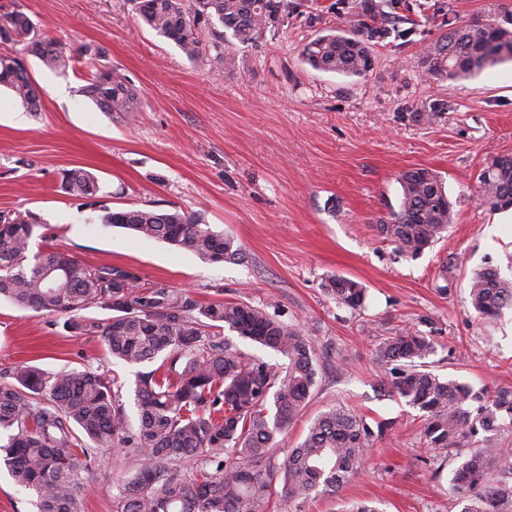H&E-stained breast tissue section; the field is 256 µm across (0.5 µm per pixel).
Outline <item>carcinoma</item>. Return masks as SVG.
I'll use <instances>...</instances> for the list:
<instances>
[{"instance_id": "carcinoma-1", "label": "carcinoma", "mask_w": 512, "mask_h": 512, "mask_svg": "<svg viewBox=\"0 0 512 512\" xmlns=\"http://www.w3.org/2000/svg\"><path fill=\"white\" fill-rule=\"evenodd\" d=\"M401 0L385 11L372 0L358 5L370 15L356 33L331 30L305 44L316 70L362 76L372 69L371 44L396 31ZM288 8L284 0H138L142 25L174 42L190 61L215 50L224 63V31L242 45L258 42ZM0 43L24 54H0V86L32 112L41 97L25 55L65 72L74 59L45 36L16 5L0 13ZM512 61V32L489 16L454 28L428 48V73L463 79ZM79 93L104 112H138L141 98L118 68L94 67ZM399 209L376 230L411 258L443 238L453 222L452 204L438 172L419 168L398 177ZM78 199L97 197V178L71 169L62 179ZM480 202L512 207V160L495 161L479 176ZM103 224L128 229L195 253L210 262L238 259L235 238L176 207L101 209ZM37 217L0 212V298L21 309L65 317L76 336H98L116 362L139 365L162 359L134 381L137 419L123 402L126 381L92 369L46 373L18 364L0 373V463L34 500L38 512H79L92 454L113 448L136 458L115 485L112 512H264L272 485L282 483L289 502L334 495L358 473L387 425H371L343 405L320 413L308 433L279 462V437L307 404L316 383L315 347L304 330L246 301L201 304L186 290L142 281L129 270L94 267L52 248L30 253ZM470 301L493 319L512 306V281L488 266L473 273ZM337 304L357 310L365 288L346 277L328 278ZM100 308L105 319L86 312ZM282 358L271 364L245 357L224 329ZM434 337L405 330L375 343V357L389 370L392 392L424 417L421 442L431 457H463L451 490L461 512H512V389L475 391L428 368Z\"/></svg>"}]
</instances>
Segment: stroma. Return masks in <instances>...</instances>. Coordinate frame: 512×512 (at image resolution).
I'll return each instance as SVG.
<instances>
[{"mask_svg": "<svg viewBox=\"0 0 512 512\" xmlns=\"http://www.w3.org/2000/svg\"><path fill=\"white\" fill-rule=\"evenodd\" d=\"M25 13L69 53L102 48L138 90L140 111H101L78 88L89 72L67 73L29 58L42 93L30 112L0 89V211L29 210L41 225L31 248L54 247L92 266L135 271L189 291L201 303L249 301L301 324L315 346L309 403L277 450L285 458L311 420L342 403L369 422H392L360 475L302 512H337L340 503L375 502L379 512H460L450 493L457 460L428 458L418 409L392 397L374 359L377 338L414 328L437 346L428 365L442 376L495 389L512 386V307L485 320L472 309L475 271L512 278V209L478 200V177L495 157L512 155V62L465 80L436 79L426 48L461 23L495 16L512 30V0H409L417 25L408 41L374 45L365 76L313 69L304 45L331 28L353 30L352 0H288V11L257 45L224 40L188 60L172 41L140 26L130 0H19ZM429 121L415 120V113ZM438 172L453 203L444 238L415 258L399 256L375 229L398 209L399 174ZM82 168L103 205L180 208L235 237L236 261L212 263L161 241L107 226L97 209L62 187ZM366 289L362 308L336 304L328 277ZM26 362L48 373L109 370L96 336L75 337L56 314L0 302V371ZM134 381L136 369L117 366ZM134 459L98 453L80 512H112V492Z\"/></svg>", "mask_w": 512, "mask_h": 512, "instance_id": "35a3bbf8", "label": "stroma"}]
</instances>
